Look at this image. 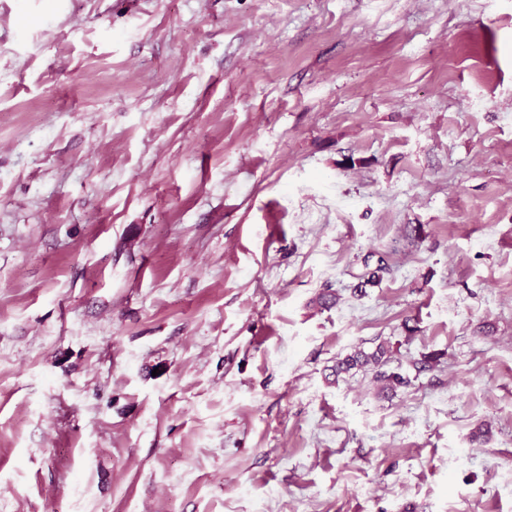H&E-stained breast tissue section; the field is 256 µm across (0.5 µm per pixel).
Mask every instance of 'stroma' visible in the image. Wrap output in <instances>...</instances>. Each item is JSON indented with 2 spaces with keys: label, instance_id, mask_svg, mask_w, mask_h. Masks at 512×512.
I'll list each match as a JSON object with an SVG mask.
<instances>
[{
  "label": "stroma",
  "instance_id": "1",
  "mask_svg": "<svg viewBox=\"0 0 512 512\" xmlns=\"http://www.w3.org/2000/svg\"><path fill=\"white\" fill-rule=\"evenodd\" d=\"M0 512H512V0H0ZM383 344H379L372 352L355 349L343 358L336 361L333 373L338 377L341 373H348L353 369L372 371L373 379L382 393H394L400 387L408 386L410 379L400 372L388 369L391 356Z\"/></svg>",
  "mask_w": 512,
  "mask_h": 512
}]
</instances>
